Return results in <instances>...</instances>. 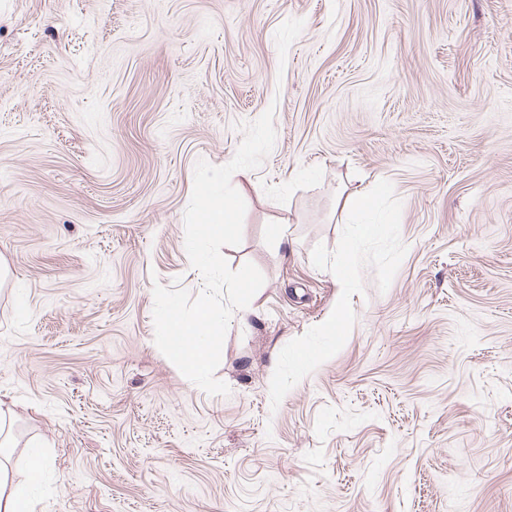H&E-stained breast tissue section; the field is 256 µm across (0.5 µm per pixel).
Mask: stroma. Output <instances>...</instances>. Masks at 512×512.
I'll use <instances>...</instances> for the list:
<instances>
[{"instance_id": "35a3bbf8", "label": "stroma", "mask_w": 512, "mask_h": 512, "mask_svg": "<svg viewBox=\"0 0 512 512\" xmlns=\"http://www.w3.org/2000/svg\"><path fill=\"white\" fill-rule=\"evenodd\" d=\"M270 108L221 249L265 283L213 396L156 347L153 285L200 293L195 164ZM383 179L406 255L272 407L336 304L312 250ZM0 423L35 512H512V0H0Z\"/></svg>"}]
</instances>
